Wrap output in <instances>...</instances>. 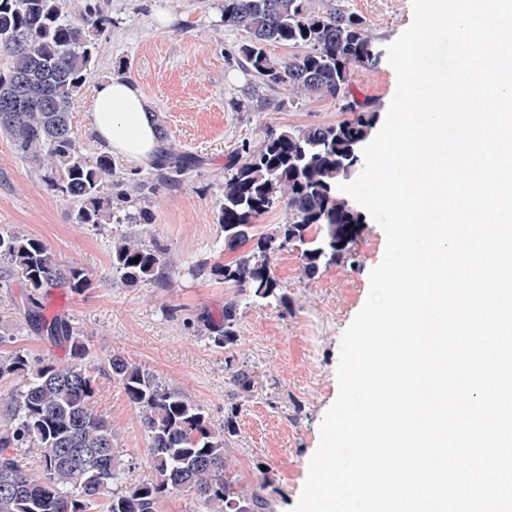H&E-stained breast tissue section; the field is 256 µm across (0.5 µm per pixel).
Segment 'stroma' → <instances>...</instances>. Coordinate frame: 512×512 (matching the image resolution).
<instances>
[{"label":"stroma","mask_w":512,"mask_h":512,"mask_svg":"<svg viewBox=\"0 0 512 512\" xmlns=\"http://www.w3.org/2000/svg\"><path fill=\"white\" fill-rule=\"evenodd\" d=\"M112 19L98 38V79L117 73L136 81L150 100L178 150L200 157L203 166L173 190H160L148 206L153 237L176 260L169 286L127 288L113 280L109 252L111 225L70 223L69 207L47 194L39 176L0 137V227L46 242L64 264L80 266L93 285L81 293L50 288L41 294L46 315L69 318L81 331L89 359L101 366L96 410L112 424L115 442L131 466L125 483L147 478V440L121 385L104 368L120 354L148 369L163 384L203 405L215 426L236 412L238 434L227 453L243 483L259 469L272 480L274 512H292L320 443V425L338 396L336 370L343 334L363 307L369 275L385 253L386 237L368 221L355 266H332L315 279L302 273L298 252H279L273 273L282 285L280 306L243 309L234 348L219 350L188 328L189 317L219 314L234 294L222 276L196 272L197 263H225L224 232L215 215L222 200L224 166L242 142L259 146L265 125L303 128L339 119L331 100H294L288 90L272 97L265 112L239 109L251 84L238 62L242 32L225 28L222 0H104ZM340 5L361 15L381 46L409 27L412 0H311L314 8ZM128 70H119L120 61ZM397 76L387 57L354 66L351 89L357 100L374 101L387 112ZM19 284L0 287V332L17 346L59 362L64 350L28 331L16 300ZM249 370L256 382L251 397L229 381L232 368Z\"/></svg>","instance_id":"obj_1"}]
</instances>
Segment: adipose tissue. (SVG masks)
<instances>
[{"label": "adipose tissue", "instance_id": "obj_1", "mask_svg": "<svg viewBox=\"0 0 512 512\" xmlns=\"http://www.w3.org/2000/svg\"><path fill=\"white\" fill-rule=\"evenodd\" d=\"M88 123L102 147L139 165H152L161 148L152 105L133 81L99 82L93 91Z\"/></svg>", "mask_w": 512, "mask_h": 512}]
</instances>
